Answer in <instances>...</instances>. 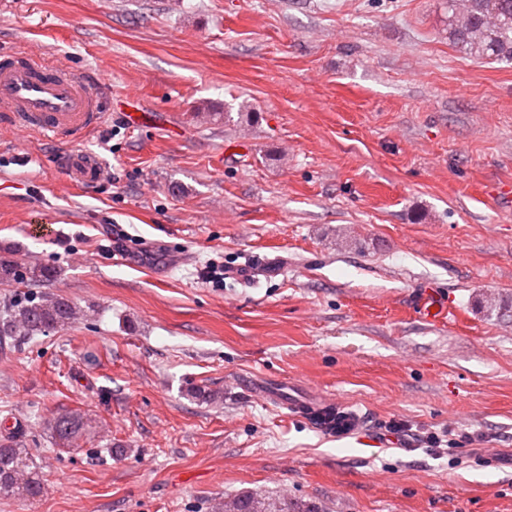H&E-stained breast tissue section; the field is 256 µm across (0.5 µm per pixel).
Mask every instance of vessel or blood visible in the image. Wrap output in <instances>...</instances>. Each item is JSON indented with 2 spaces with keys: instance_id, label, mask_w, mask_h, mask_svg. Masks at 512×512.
Listing matches in <instances>:
<instances>
[{
  "instance_id": "1",
  "label": "vessel or blood",
  "mask_w": 512,
  "mask_h": 512,
  "mask_svg": "<svg viewBox=\"0 0 512 512\" xmlns=\"http://www.w3.org/2000/svg\"><path fill=\"white\" fill-rule=\"evenodd\" d=\"M0 118L48 138L79 137L101 121L100 99L67 69L20 51L0 53Z\"/></svg>"
}]
</instances>
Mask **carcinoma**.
<instances>
[{
  "label": "carcinoma",
  "instance_id": "obj_1",
  "mask_svg": "<svg viewBox=\"0 0 512 512\" xmlns=\"http://www.w3.org/2000/svg\"><path fill=\"white\" fill-rule=\"evenodd\" d=\"M448 40L456 47L479 58L512 62V0H448ZM35 281L50 279L55 270L31 268L0 261V281L15 280L21 274ZM83 317L81 310L62 295L31 296L11 301L0 308V340H29L72 326ZM87 418L79 412H68L47 425L62 445L88 432ZM20 434L9 432L0 437V500L22 498L34 501L42 495L40 476L31 469L28 448ZM217 512H324L314 501H303L286 495L262 497L242 493L229 497Z\"/></svg>",
  "mask_w": 512,
  "mask_h": 512
}]
</instances>
